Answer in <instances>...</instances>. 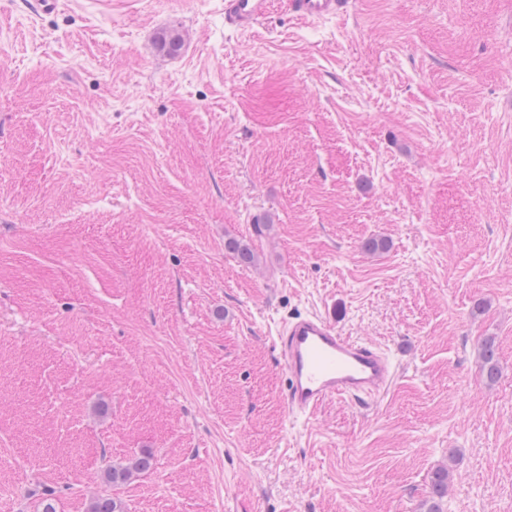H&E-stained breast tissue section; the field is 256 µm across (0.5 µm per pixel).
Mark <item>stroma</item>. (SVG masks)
Segmentation results:
<instances>
[{
    "instance_id": "stroma-1",
    "label": "stroma",
    "mask_w": 512,
    "mask_h": 512,
    "mask_svg": "<svg viewBox=\"0 0 512 512\" xmlns=\"http://www.w3.org/2000/svg\"><path fill=\"white\" fill-rule=\"evenodd\" d=\"M311 312L374 403L289 415ZM442 465L512 512V0H0V512H424ZM272 0H226L225 19L240 29L260 23L270 12ZM288 9L310 19L322 20L343 14L349 7V0H289ZM278 340L287 371L283 400L292 416H310L336 396L370 404L393 379L385 353L343 336L326 315L307 313L285 322ZM152 459L150 453H142L127 465H112L104 471V480L112 487L121 486L131 480L135 474L150 469Z\"/></svg>"
}]
</instances>
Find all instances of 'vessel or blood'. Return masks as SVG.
Listing matches in <instances>:
<instances>
[{
  "instance_id": "1",
  "label": "vessel or blood",
  "mask_w": 512,
  "mask_h": 512,
  "mask_svg": "<svg viewBox=\"0 0 512 512\" xmlns=\"http://www.w3.org/2000/svg\"><path fill=\"white\" fill-rule=\"evenodd\" d=\"M273 0H225L228 22L247 29L270 12ZM349 0H288L290 11L310 20L347 11ZM287 371L283 400L290 415H312L327 400L361 403L379 397L393 379L389 357L377 347L343 336L326 315L308 313L283 324L278 336Z\"/></svg>"
}]
</instances>
